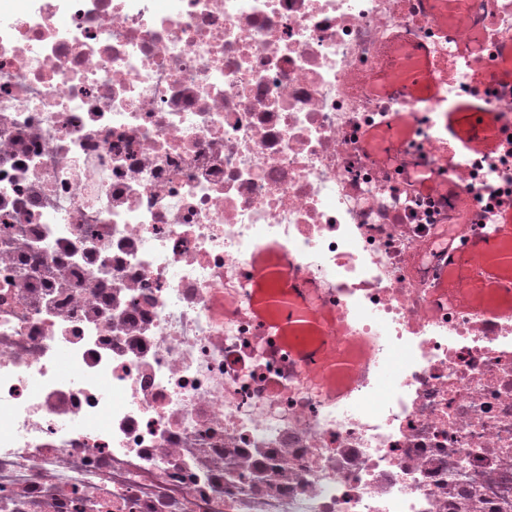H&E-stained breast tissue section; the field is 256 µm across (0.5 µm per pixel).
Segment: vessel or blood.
<instances>
[{"label":"vessel or blood","instance_id":"1","mask_svg":"<svg viewBox=\"0 0 512 512\" xmlns=\"http://www.w3.org/2000/svg\"><path fill=\"white\" fill-rule=\"evenodd\" d=\"M442 42L450 44L449 57H441L428 42L394 33L381 65L368 84L382 90L391 107L378 116L380 142L370 154L372 166L397 175L417 195H431L441 203L446 224L437 242L427 244L428 290L426 312L469 314L484 329L512 322V306L488 311L476 307L470 292L491 289L512 297V275L502 269L512 266V254L503 253L512 244V197L496 208L492 222L479 223L477 192L462 176L472 161L490 159L512 150V114L496 111L490 91L512 101V31L493 41L491 56L474 39H458L438 25ZM462 75L468 89L456 93L455 75ZM430 114L435 133L426 149H418L421 124L415 113ZM271 244L260 245L245 269L253 284L239 308L254 336L288 359V375L316 390L326 402L346 398L350 382L336 385L331 375L343 368L352 377L366 369L363 361H349L350 347L374 349L372 339L361 336L348 320L338 297L326 288L309 289L296 265L288 267V294L263 295L258 284L263 277ZM312 328L323 342L316 348L290 349V333Z\"/></svg>","mask_w":512,"mask_h":512}]
</instances>
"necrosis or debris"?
<instances>
[{"mask_svg":"<svg viewBox=\"0 0 512 512\" xmlns=\"http://www.w3.org/2000/svg\"><path fill=\"white\" fill-rule=\"evenodd\" d=\"M400 27L435 38L413 0H0V512H512V325L418 315L437 206L358 147ZM264 242L381 337L346 407L224 318Z\"/></svg>","mask_w":512,"mask_h":512,"instance_id":"necrosis-or-debris-1","label":"necrosis or debris"}]
</instances>
